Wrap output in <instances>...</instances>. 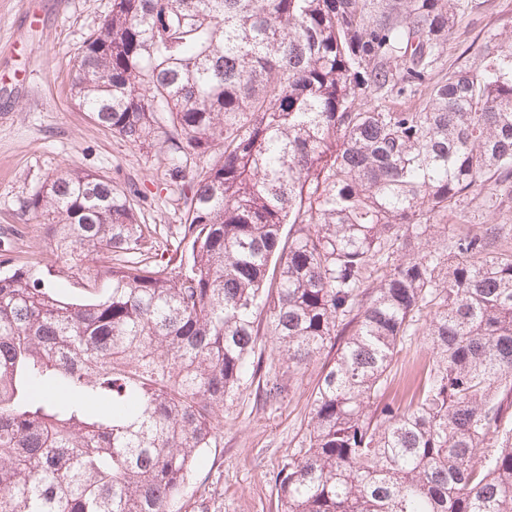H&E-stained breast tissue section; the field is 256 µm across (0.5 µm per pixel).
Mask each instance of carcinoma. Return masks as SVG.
I'll return each instance as SVG.
<instances>
[{"mask_svg": "<svg viewBox=\"0 0 512 512\" xmlns=\"http://www.w3.org/2000/svg\"><path fill=\"white\" fill-rule=\"evenodd\" d=\"M458 2L112 0L71 95L162 129L185 247L145 255L139 193L78 166L23 202L111 288L0 275V512H171L243 384L321 358L280 512H512V225L448 236L512 197V45L435 78ZM416 335L423 382L377 402Z\"/></svg>", "mask_w": 512, "mask_h": 512, "instance_id": "obj_1", "label": "carcinoma"}]
</instances>
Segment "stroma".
<instances>
[{
    "label": "stroma",
    "instance_id": "stroma-1",
    "mask_svg": "<svg viewBox=\"0 0 512 512\" xmlns=\"http://www.w3.org/2000/svg\"><path fill=\"white\" fill-rule=\"evenodd\" d=\"M111 6L112 0H0V272H8V259L36 255L35 276L71 301L100 298L108 284L87 289L62 274L44 225L21 208L58 170L75 165L138 189L146 223L165 227L156 250L177 245L173 229L184 221L160 139L131 145L113 137L71 97L83 41ZM509 41L512 0H461L441 66L449 72L476 63L487 48ZM428 357L421 337L408 339L392 367L386 399L409 401ZM321 371V364L311 365L273 406L262 404L258 381L247 382L189 478L180 512H277L272 475L303 446Z\"/></svg>",
    "mask_w": 512,
    "mask_h": 512
}]
</instances>
